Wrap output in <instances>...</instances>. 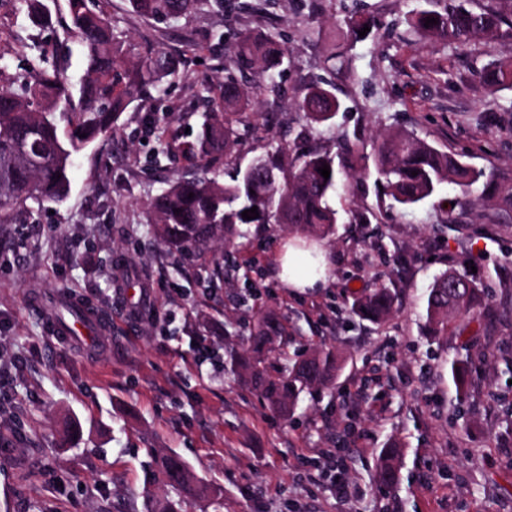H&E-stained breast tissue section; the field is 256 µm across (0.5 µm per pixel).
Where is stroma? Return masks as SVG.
<instances>
[{
    "mask_svg": "<svg viewBox=\"0 0 512 512\" xmlns=\"http://www.w3.org/2000/svg\"><path fill=\"white\" fill-rule=\"evenodd\" d=\"M42 2L51 24L36 28L17 0H0V85L39 58L61 63L79 86L85 49L69 32L67 0ZM240 3L154 21L129 0L88 2L135 52L166 53L178 74L75 158L65 201L0 224V512H146L148 498L171 494L152 479L155 451L178 454L221 490L223 512H512V381L491 367L512 353V220L491 223L477 208L448 224L429 199L378 224H338L331 285L301 291L279 278L278 225H250L213 288L204 261L174 262L145 219L148 200L192 172L178 154L151 163L148 127L163 117L170 139L189 140L198 91L223 80L234 33L278 35L287 94L263 100L268 122L224 156L225 182L270 145L294 152L298 133L333 153L354 129L368 154L401 128L511 169L512 90L490 93L472 70L512 58V36L462 51L419 39L407 19L421 0ZM359 9L382 27L356 40L346 20ZM314 23L345 35L342 55L327 59L308 32ZM312 80L335 85L344 103L331 126L306 128L292 105ZM450 269L472 272L487 306L466 331L452 324L431 339L421 332L427 290ZM133 279L150 296L134 312L123 297ZM379 283L397 298L380 326L349 311L354 293ZM67 295L100 316L96 346L48 334ZM267 312L287 322L288 352L329 344L343 358L333 387L304 397L289 421L224 369L225 324L244 346L254 316ZM456 357L481 363L460 404L448 379ZM393 441L403 468L391 488L376 466Z\"/></svg>",
    "mask_w": 512,
    "mask_h": 512,
    "instance_id": "35a3bbf8",
    "label": "stroma"
}]
</instances>
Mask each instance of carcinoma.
Returning <instances> with one entry per match:
<instances>
[{
    "instance_id": "carcinoma-1",
    "label": "carcinoma",
    "mask_w": 512,
    "mask_h": 512,
    "mask_svg": "<svg viewBox=\"0 0 512 512\" xmlns=\"http://www.w3.org/2000/svg\"><path fill=\"white\" fill-rule=\"evenodd\" d=\"M203 0H131L134 12L156 21L194 13ZM412 11L410 26L422 39L436 40L461 48L477 39L500 36L504 10H512V0H502L499 8L472 9L467 0H424ZM30 24L49 23L50 15L41 0H19ZM74 32L87 51L86 69L78 88V104L66 85L64 71L56 66H30L28 75L0 90V223L10 212L33 204L59 203L70 191L69 172L73 154L112 132L135 99L146 89L162 91L164 80L178 75L172 62L161 52L139 55L123 40L114 25L87 10L84 0H68ZM437 23L425 25L426 18ZM350 35L367 26L377 30L381 23L371 14L352 15L346 21ZM231 68L240 74L228 75L218 91L206 87L207 108L201 114L200 131L179 146L192 163L211 172L200 177H181L146 206V223L154 236L174 255H197L220 264L224 253L217 246L243 235L241 225L279 224L290 236L327 239L340 221L334 198L350 193L353 182L373 186L375 207L352 212V222L380 221L382 212L399 206L413 207L448 187L455 191L454 206L445 211L446 222H457L456 210L480 205L496 218L512 219V177L495 168L478 167L464 156L438 148L412 132L395 129L383 136L373 157L363 152L358 131L341 135L340 151L331 156L317 150L299 149L292 156L275 148L259 156L262 166L251 175L239 169L229 183L211 171L224 153L234 146L239 130L266 121L258 111L262 97L282 96L275 81L288 62V53L271 33L240 32L229 48ZM484 86L496 93L512 89V60H490L477 68ZM294 107L307 123L331 121L341 109L335 88L312 81L294 99ZM156 150L153 163L171 153L165 139V123L153 125ZM330 167L329 178L318 168ZM417 175H412V172ZM257 207L259 217L247 220L242 212ZM484 293L468 276L445 271L429 288L424 335L438 336L456 320L480 312ZM395 297L380 285L354 297L351 310L359 318L382 324L393 314ZM288 343L285 325L272 314L257 316L251 341L242 354L225 344L228 371L250 386L270 408L293 415L301 395L328 388L342 367L336 348L323 346L300 356L284 355V363L272 372L268 354L275 346ZM476 369L471 362L455 358L450 376L458 401L465 398L464 387ZM159 475L177 491L178 500H157L149 512H180L184 496L218 501L222 494L198 479L175 454L157 455ZM401 455L398 446L383 449L377 466L380 483L400 482Z\"/></svg>"
}]
</instances>
